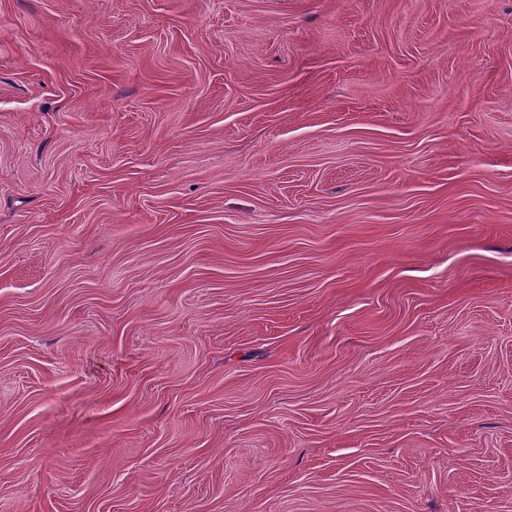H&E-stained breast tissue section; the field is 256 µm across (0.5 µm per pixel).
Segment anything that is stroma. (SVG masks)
<instances>
[{"mask_svg": "<svg viewBox=\"0 0 512 512\" xmlns=\"http://www.w3.org/2000/svg\"><path fill=\"white\" fill-rule=\"evenodd\" d=\"M0 512H512V0H0Z\"/></svg>", "mask_w": 512, "mask_h": 512, "instance_id": "obj_1", "label": "stroma"}]
</instances>
